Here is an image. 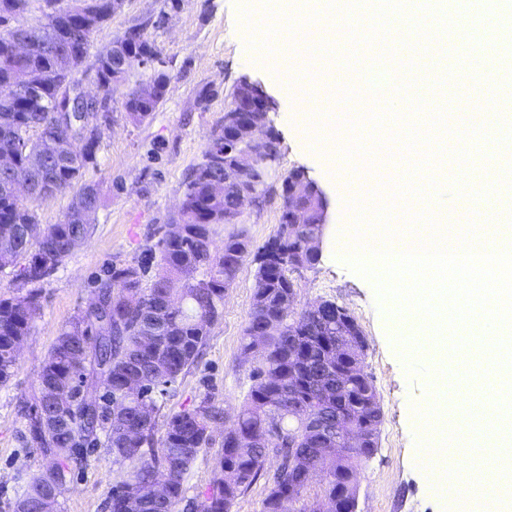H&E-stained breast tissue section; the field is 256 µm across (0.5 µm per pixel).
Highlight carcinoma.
<instances>
[{
	"instance_id": "obj_1",
	"label": "carcinoma",
	"mask_w": 512,
	"mask_h": 512,
	"mask_svg": "<svg viewBox=\"0 0 512 512\" xmlns=\"http://www.w3.org/2000/svg\"><path fill=\"white\" fill-rule=\"evenodd\" d=\"M31 0H0V25L23 15ZM47 11L37 24L16 27L14 35L30 40L35 48L26 56L11 53L10 41L0 37V158L6 156L30 181L27 197L16 195L0 179V268L24 261L17 278L20 287L35 285L51 276L91 235L90 217L100 207L96 185L85 183L73 195L57 224L42 226L26 199L62 193L78 181L96 161L99 134L77 136L75 128L61 126L55 113L42 111L76 84L73 70L88 56L93 36L112 16L110 0H78L82 19L76 21L71 6L61 0H44ZM155 43L144 31L131 27L120 48L107 44L97 51L94 69L96 97L82 104L87 112H101L110 121L109 103L116 90L112 66L119 60L131 67L140 56L154 51ZM151 95L140 86L126 94L124 109L131 122L150 118L171 89L172 76L155 69L148 81ZM67 159L55 165L46 155L47 143ZM224 150V132L206 147L202 161L185 183L179 216L159 241L160 271L148 287L142 281L147 268L138 264L114 266L93 297L57 336L39 372V385L51 384L64 400L65 421L56 428L43 426L38 397L27 415L23 439L44 457L56 458L55 468L19 487L9 502L11 512H40L50 491L62 496L73 473L83 464L89 448H102L116 467L119 481L106 502L108 512H128L127 495L135 493L139 512H231L235 500L261 476L262 458L277 449L280 469L262 501V512H297L288 485L298 470L313 460L316 450L288 439V365L307 372L306 384H293L295 398L329 421L343 427L370 429L381 424L380 415L366 408L363 392L376 390L365 371V359L355 351L343 364L348 385L331 388L323 397L318 378L336 370L329 353L336 337L310 319L295 329L286 327L294 314L289 273L301 253L302 242L319 225L304 224L287 245L280 265L257 268L251 311L242 338L244 353L254 350L252 333L272 323L282 331L264 337V350L250 373L252 384L237 413L235 424L215 456L212 480L201 502L186 499V477L201 452L212 445L210 429L224 423V407L203 397L190 409L166 417L162 438H155L156 417L176 384L197 363L210 326L219 319L224 294L237 278L250 253V240L230 230L224 245H214L213 225L224 223V211L235 207V188L224 193L213 183L224 177V165L211 162V150ZM39 311L38 294L30 289L0 299V383L12 376L18 355L14 345L23 341ZM154 341H145V333ZM98 384L103 394L93 407L81 393ZM375 453L372 448L348 449L324 457L325 473L320 496L334 498L349 491L356 503L357 478ZM164 485L165 496H156Z\"/></svg>"
}]
</instances>
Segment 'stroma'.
<instances>
[{"label": "stroma", "instance_id": "1", "mask_svg": "<svg viewBox=\"0 0 512 512\" xmlns=\"http://www.w3.org/2000/svg\"><path fill=\"white\" fill-rule=\"evenodd\" d=\"M245 0H182L167 27L149 26V17L163 8V0H126L123 9L105 23L94 37L101 45L141 25L159 48L173 77L172 89L149 120L132 123L123 108L124 96L116 94L110 107L112 122L103 127L96 162L83 180L96 184L102 204L91 217L93 231L58 270L38 284L40 310L10 379L0 385V512H6L19 479L39 476L45 459L25 446L20 431L25 424L23 408L33 407L39 395L38 372L56 337L83 309L112 266L140 260L147 249L156 248L168 224L176 217L193 166L201 161L212 135L224 123V109L241 79L258 84L274 101L271 113L279 140V175L273 178L260 204L240 215L241 228L253 249H261L277 233L284 200L280 177L294 169L304 170L322 191L327 204V224L317 264L296 273L297 309L317 300L344 306L360 324L367 340L366 370L371 374L383 408L379 445L375 457L363 468L357 487V512H459L463 477L448 482L444 491L433 484L432 469L421 462L428 438L419 432L413 418L427 404L432 385L425 362L405 365L388 333L389 308L380 302L375 284L333 258L334 241L344 225L355 218L346 203V192L311 152L301 133L298 101L282 92L279 77L250 46L241 11ZM374 15L361 13L336 21V38L319 64L334 71L335 85L322 95L331 112L351 111L360 89L376 84L381 98H388L401 71L419 65V43H398L388 49L371 48L368 42H352L349 26L365 30L374 25ZM488 40L478 32L471 40L450 39L440 71L452 95L451 111H464L487 92H502L512 76L488 64L474 72L470 60L481 53ZM477 167L471 177L455 178L457 193L471 196L496 193L494 183L512 176V157L485 168L490 136L468 134ZM414 154L398 150L375 155L373 164L381 177L387 202L392 203L391 221L405 225L417 211L420 196L397 192L398 185L413 179L424 185L425 176L410 177ZM257 264L246 258L233 288L224 296L222 316L215 322L201 360L177 384L165 403L158 422L167 413L195 406L211 394L226 410H237L251 381L249 374L257 354H244L241 338L248 323ZM448 382L462 393L477 390L474 376L486 363L461 353L456 342L448 344ZM117 473L102 449L91 450L60 500V512H104L103 503L112 493Z\"/></svg>", "mask_w": 512, "mask_h": 512}]
</instances>
